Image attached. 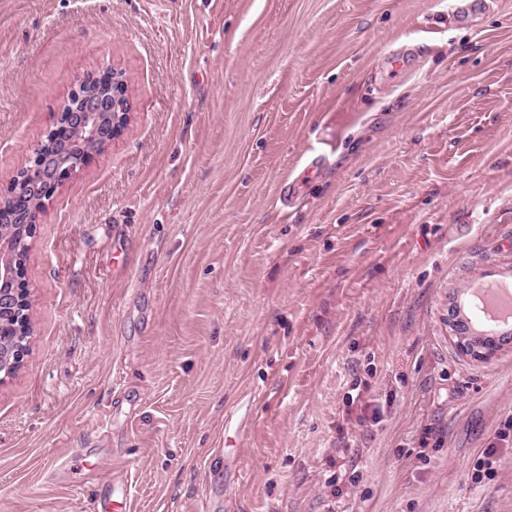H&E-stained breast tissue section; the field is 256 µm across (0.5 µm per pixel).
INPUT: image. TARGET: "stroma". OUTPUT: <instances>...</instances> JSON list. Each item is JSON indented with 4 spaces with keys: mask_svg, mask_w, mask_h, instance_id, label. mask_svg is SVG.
I'll return each mask as SVG.
<instances>
[{
    "mask_svg": "<svg viewBox=\"0 0 512 512\" xmlns=\"http://www.w3.org/2000/svg\"><path fill=\"white\" fill-rule=\"evenodd\" d=\"M456 2L0 0V195L79 78L133 111L29 243L0 512H512V347L448 336L512 271V0Z\"/></svg>",
    "mask_w": 512,
    "mask_h": 512,
    "instance_id": "obj_1",
    "label": "stroma"
}]
</instances>
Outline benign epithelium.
<instances>
[{
  "label": "benign epithelium",
  "instance_id": "1",
  "mask_svg": "<svg viewBox=\"0 0 512 512\" xmlns=\"http://www.w3.org/2000/svg\"><path fill=\"white\" fill-rule=\"evenodd\" d=\"M83 81L72 90L81 101L80 110L57 113L48 137L35 145L28 165L11 176L8 194L0 199V211L11 221L9 232L0 231V329L10 333L8 341L0 340V383L22 368L25 345L29 344L24 335L31 318L23 261L28 239L35 233L39 207L90 158L78 151L76 143L92 139L105 147L131 120L125 76H112L108 86L100 84L96 74Z\"/></svg>",
  "mask_w": 512,
  "mask_h": 512
}]
</instances>
